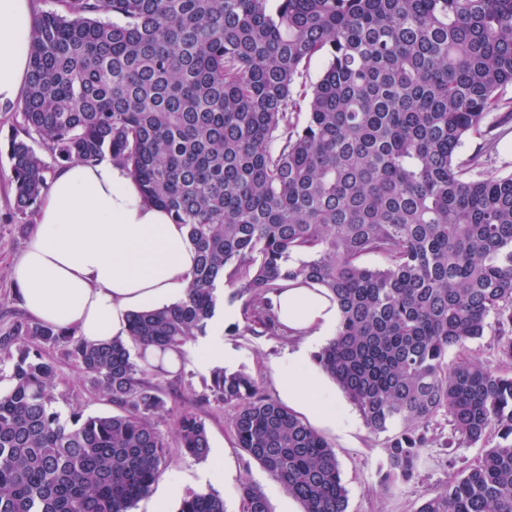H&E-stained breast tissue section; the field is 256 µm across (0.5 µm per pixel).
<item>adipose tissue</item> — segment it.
<instances>
[{"label": "adipose tissue", "mask_w": 512, "mask_h": 512, "mask_svg": "<svg viewBox=\"0 0 512 512\" xmlns=\"http://www.w3.org/2000/svg\"><path fill=\"white\" fill-rule=\"evenodd\" d=\"M34 0H0V112L19 106L30 64ZM184 225L147 202L130 172L112 162L74 161L57 169L36 226L10 278L38 322L92 343L124 340L131 314L183 298L195 266ZM300 346L271 368L280 397L318 426L351 425L310 352L337 325L335 303L319 287L283 289L274 300Z\"/></svg>", "instance_id": "obj_1"}]
</instances>
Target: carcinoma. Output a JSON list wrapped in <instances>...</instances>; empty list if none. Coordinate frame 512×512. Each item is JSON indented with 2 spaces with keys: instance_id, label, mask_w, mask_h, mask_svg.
Segmentation results:
<instances>
[{
  "instance_id": "1",
  "label": "carcinoma",
  "mask_w": 512,
  "mask_h": 512,
  "mask_svg": "<svg viewBox=\"0 0 512 512\" xmlns=\"http://www.w3.org/2000/svg\"><path fill=\"white\" fill-rule=\"evenodd\" d=\"M54 5L35 16L14 113L16 213L33 214L48 189L45 157H108L187 227L196 263L184 298L132 314L126 341L22 319L0 337V512H131L167 464L157 421L170 409L145 350L205 334L221 284L244 300L242 332L286 337L272 296L288 283L336 303L314 362L386 435L380 484L410 482L423 448L480 444L416 512H512V175L455 160L512 85V0ZM317 55L327 63L308 92ZM491 327L493 358L463 355ZM57 347L117 412L62 417ZM451 348L462 356L450 364ZM210 392L302 512H347L337 451L308 422L242 371L215 369ZM177 438L207 457L196 414L179 415ZM240 497L242 512H271L249 482ZM178 512H225L224 499L188 493Z\"/></svg>"
}]
</instances>
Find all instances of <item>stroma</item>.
I'll return each mask as SVG.
<instances>
[{
    "label": "stroma",
    "instance_id": "stroma-1",
    "mask_svg": "<svg viewBox=\"0 0 512 512\" xmlns=\"http://www.w3.org/2000/svg\"><path fill=\"white\" fill-rule=\"evenodd\" d=\"M498 107L484 123L485 136H471L456 152L460 165L479 157L485 174L506 177L512 175V85L498 92ZM11 115L0 114V333L26 312L11 286L9 270L23 252L34 228L33 219H21L13 210L14 188L7 158L8 141L13 133ZM231 288L221 289L218 312L224 313V366L231 371L250 374L269 396H276L270 375L272 364L297 347L296 342L277 336H253L234 333L240 323L241 300L232 298ZM57 368L53 393L62 416L80 412L86 415L110 413L112 407L90 387L82 371L68 358L64 350H49ZM212 371L188 363L172 374L150 373V380L164 393L170 416L160 420L158 427L168 441L167 466L154 483L151 493L140 499L132 512H150L154 495L168 493V510L177 512L183 494L215 492L224 499L226 512H240L239 486L250 480L267 498L271 512H284L289 496L254 460L238 448L232 427L234 409L216 402L210 395ZM196 413L206 424L210 453L196 460L184 455L176 439L177 417L182 411ZM327 441L336 449L341 476L348 490V512H415L423 497L453 481L460 468L473 462L479 447L457 449L447 454L445 449H422L415 478L408 484L386 488L380 485L378 470L385 460L381 438L370 435L364 423L355 430L339 433L325 431Z\"/></svg>",
    "mask_w": 512,
    "mask_h": 512
}]
</instances>
